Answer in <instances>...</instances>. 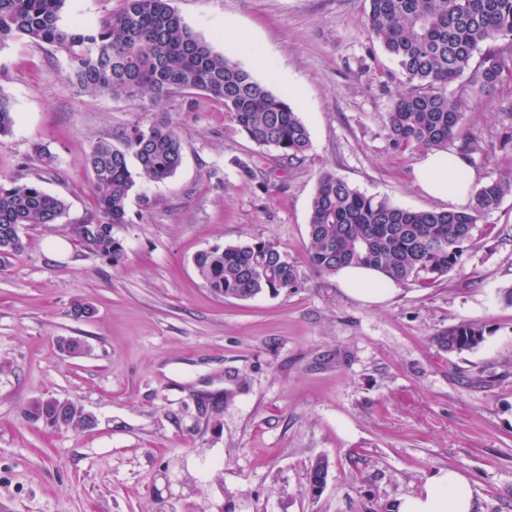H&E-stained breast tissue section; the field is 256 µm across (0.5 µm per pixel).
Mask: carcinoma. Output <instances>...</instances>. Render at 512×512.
Masks as SVG:
<instances>
[{"mask_svg": "<svg viewBox=\"0 0 512 512\" xmlns=\"http://www.w3.org/2000/svg\"><path fill=\"white\" fill-rule=\"evenodd\" d=\"M66 0H0V46L23 36L64 54L63 79L77 93L162 107L179 96L187 106L204 92L224 106L237 130L286 162L311 148L306 125L282 97L238 63L214 51L183 23L170 0H123L122 7L88 27L59 24ZM363 25L395 62L403 90L386 113L384 130L396 149H445L461 136L474 92L512 81V0H369ZM478 64H473L475 56ZM454 90H448V87ZM14 117L0 88V136ZM183 140L167 120L133 123L120 143L103 138L89 151L95 211L72 233L91 251L117 263L122 243L112 225L128 224V203L140 184L160 183L181 166ZM512 195V174L475 189L463 210H409L367 195L336 173L317 179L308 219V262L320 275L346 265L381 270L397 285L429 286L463 267L477 224ZM64 201L37 183L0 181V262L23 252L21 232L55 224ZM199 278L217 297L251 299L299 287L298 266L276 242L254 237L214 246L194 257ZM485 326L462 322L435 337L453 353L477 348ZM30 417L50 428L88 430L85 408L36 400Z\"/></svg>", "mask_w": 512, "mask_h": 512, "instance_id": "cac0c4a2", "label": "carcinoma"}]
</instances>
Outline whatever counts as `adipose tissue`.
Returning <instances> with one entry per match:
<instances>
[{"mask_svg": "<svg viewBox=\"0 0 512 512\" xmlns=\"http://www.w3.org/2000/svg\"><path fill=\"white\" fill-rule=\"evenodd\" d=\"M417 185L429 196L447 201L450 208L469 201L472 174L464 159L453 152L427 151L415 170ZM341 289L365 304H381L396 292V285L381 272L349 266L336 274ZM392 512H476L468 478L460 471L440 468L426 477L420 490L395 500Z\"/></svg>", "mask_w": 512, "mask_h": 512, "instance_id": "obj_1", "label": "adipose tissue"}]
</instances>
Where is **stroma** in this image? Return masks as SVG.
<instances>
[{
	"instance_id": "1",
	"label": "stroma",
	"mask_w": 512,
	"mask_h": 512,
	"mask_svg": "<svg viewBox=\"0 0 512 512\" xmlns=\"http://www.w3.org/2000/svg\"><path fill=\"white\" fill-rule=\"evenodd\" d=\"M215 51L274 93L284 74L310 134L305 160L278 166L204 93L164 109L89 97L64 82L61 53L24 39L0 47V86L15 112L0 138V180L21 175L68 205L59 223L22 233L0 266V512H389L436 468L462 471L477 512H512V196L478 224L476 244L431 287L401 286L381 305L341 291L307 261L316 181L332 170L369 195L444 210L414 181L422 152L382 130L402 84L368 37L365 0H171ZM245 43L224 39L225 26ZM183 136V162L143 187L112 235L119 263L72 227L93 213L91 144L162 115ZM474 186L512 171V81L462 118ZM47 145V167L34 153ZM265 183H242L237 162ZM261 236L287 249L303 284L252 299L215 298L194 256ZM95 316L74 319L75 302ZM487 325L474 350L435 336ZM87 350L65 354L60 342ZM225 393L200 414L195 396ZM53 396L96 415L95 428L51 429L28 415ZM328 472L319 495L307 473Z\"/></svg>"
}]
</instances>
